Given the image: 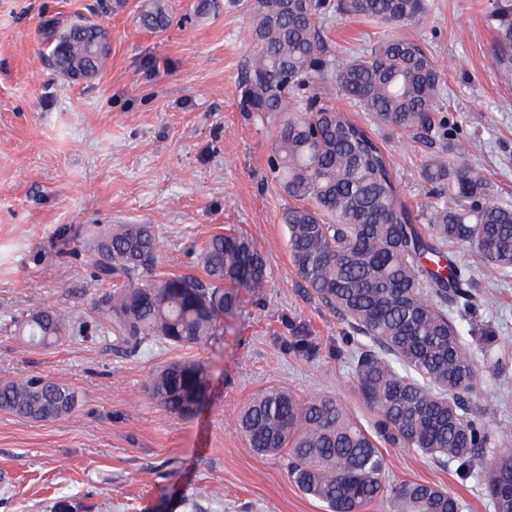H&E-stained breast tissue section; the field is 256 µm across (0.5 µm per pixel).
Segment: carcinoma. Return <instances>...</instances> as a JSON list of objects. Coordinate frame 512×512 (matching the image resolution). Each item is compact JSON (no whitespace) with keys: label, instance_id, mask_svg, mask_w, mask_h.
Listing matches in <instances>:
<instances>
[{"label":"carcinoma","instance_id":"1","mask_svg":"<svg viewBox=\"0 0 512 512\" xmlns=\"http://www.w3.org/2000/svg\"><path fill=\"white\" fill-rule=\"evenodd\" d=\"M391 26L371 48L327 68L322 37L334 9ZM249 58L240 104L276 131L268 166L279 189L296 204L282 213L297 276L344 325L355 349L359 400L375 420L364 425L324 392L298 395L285 385L266 388L238 411L249 446L287 460L289 477L329 512H364L384 492L388 459L379 445L416 449L425 460L456 466L463 479L480 451L503 442L498 405L472 400L478 361L471 351L473 316L487 303L471 271L448 248L469 247L490 282L512 278V205L491 198L485 177L446 160L425 163L422 178L433 201L419 214L403 200L393 160L371 129L324 97L301 91L320 75L383 124L414 141L448 138L441 73L434 59L401 33L426 18L425 0H249ZM165 0H151L139 26L167 25ZM50 56L67 78L98 73L107 34L84 20L57 34ZM495 60L512 66V24L496 34ZM95 281L113 289L95 299L98 325L135 352L150 342L185 347L214 335L239 305V289L268 282L261 253L244 236L216 233L200 247L203 275L161 272L159 240L150 224H114L95 238ZM68 319L54 308L17 321L36 346L63 335ZM495 336L485 329L483 357L491 368ZM207 367L171 361L150 383L151 397L188 416L204 397ZM77 392L30 377L0 383V410L35 421L72 414ZM480 485L495 512H512V448L481 463ZM392 512H459L447 489L420 481L390 488Z\"/></svg>","mask_w":512,"mask_h":512}]
</instances>
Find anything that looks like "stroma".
Here are the masks:
<instances>
[{
    "instance_id": "1",
    "label": "stroma",
    "mask_w": 512,
    "mask_h": 512,
    "mask_svg": "<svg viewBox=\"0 0 512 512\" xmlns=\"http://www.w3.org/2000/svg\"><path fill=\"white\" fill-rule=\"evenodd\" d=\"M146 0H0V381L46 376L75 388L77 410L50 422L0 411V512H327L289 478L278 456H262L234 418L259 390L336 395L369 421L359 401L342 324L311 296L291 264L281 214L290 200L268 168L274 127L240 109L253 48L243 0H165L162 31L140 28ZM423 23L406 35L441 71L443 110L457 140L413 142L391 127L372 130L395 157L400 192L414 210L429 202L421 169L429 158L478 170L493 196L512 204V70L494 59L512 0H426ZM109 35L106 66L70 83L49 56L45 30L77 19ZM382 25L341 13L324 29L330 63L369 48ZM111 224H150L162 269L201 274L199 246L231 230L264 256L268 283L240 291L238 309L215 336L192 347L151 342L130 353L93 321L104 290L93 278L90 238ZM489 301L498 369L480 366L474 397L498 404V430L512 439V281H479ZM52 307L70 320L57 343L35 348L10 332L12 319ZM201 361L205 395L183 416L152 400L158 366ZM387 484L440 485L461 512H494L476 479L383 447Z\"/></svg>"
}]
</instances>
